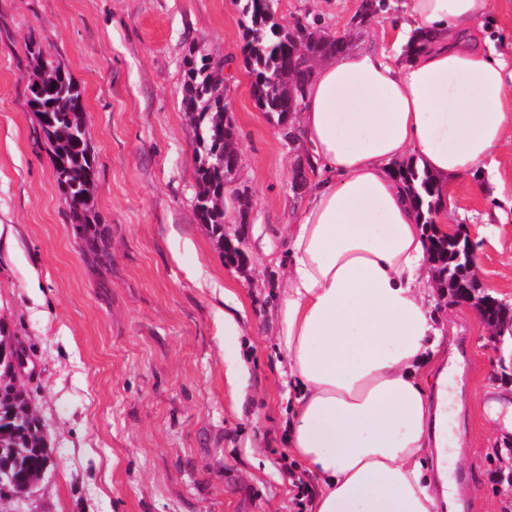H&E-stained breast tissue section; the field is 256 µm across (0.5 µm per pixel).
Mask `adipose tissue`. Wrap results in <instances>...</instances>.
<instances>
[{"label": "adipose tissue", "mask_w": 512, "mask_h": 512, "mask_svg": "<svg viewBox=\"0 0 512 512\" xmlns=\"http://www.w3.org/2000/svg\"><path fill=\"white\" fill-rule=\"evenodd\" d=\"M492 0H404L393 50L315 67L298 138L315 175L288 226L279 344L288 446L312 512H447L448 372L423 216L393 164L415 155L451 229L452 185L512 137V73L482 40ZM418 46L409 57L400 48Z\"/></svg>", "instance_id": "ef3b65f1"}]
</instances>
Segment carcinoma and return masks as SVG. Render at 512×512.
<instances>
[{
	"instance_id": "cac0c4a2",
	"label": "carcinoma",
	"mask_w": 512,
	"mask_h": 512,
	"mask_svg": "<svg viewBox=\"0 0 512 512\" xmlns=\"http://www.w3.org/2000/svg\"><path fill=\"white\" fill-rule=\"evenodd\" d=\"M244 10L252 27L244 47L253 76V94L266 112L279 118L288 113V90L295 93L294 111H301L305 87L313 63L345 50V39L323 30L289 29L273 21L274 0H245ZM29 79L28 103L35 113L52 153L56 181L62 204L75 236L90 253L97 250V236L90 219L94 168L90 158L87 121L77 112L82 92L71 75L60 66L47 62L39 53ZM183 109L194 122L199 192L196 213L207 225L226 258L241 256V249L224 241V171L220 159L232 161L224 149L234 145L233 130L224 124V95L230 91L224 76V63L206 57L188 62ZM395 174L408 183L412 198L425 215L424 225L434 229L433 214L440 206L432 176L413 163L400 164ZM430 252L441 287L452 293L463 288H478L471 266L456 261L460 245L456 239L433 232L429 235ZM14 345L0 331V468L8 470L11 482L0 487V499L17 495L21 488L39 480L47 454L39 435L25 389L8 376L12 369Z\"/></svg>"
}]
</instances>
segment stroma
<instances>
[{
	"label": "stroma",
	"mask_w": 512,
	"mask_h": 512,
	"mask_svg": "<svg viewBox=\"0 0 512 512\" xmlns=\"http://www.w3.org/2000/svg\"><path fill=\"white\" fill-rule=\"evenodd\" d=\"M404 0L365 24L361 0H276L279 23L387 46ZM240 0H0V325L26 351V392L55 465L0 512H297L288 448V365L277 338L287 227L306 152L252 94ZM79 84L95 169L99 250L85 253L61 202L28 104L29 41ZM223 61L225 121L240 147L235 187L249 220L224 227L245 259H225L195 210L196 143L183 112L185 59ZM498 195L480 175L455 189L486 292L512 302V139L495 153ZM492 224L478 235L482 224ZM245 371H224V293ZM452 399L448 497L454 512H512L496 449L512 444V371L472 304L435 289Z\"/></svg>",
	"instance_id": "35a3bbf8"
}]
</instances>
